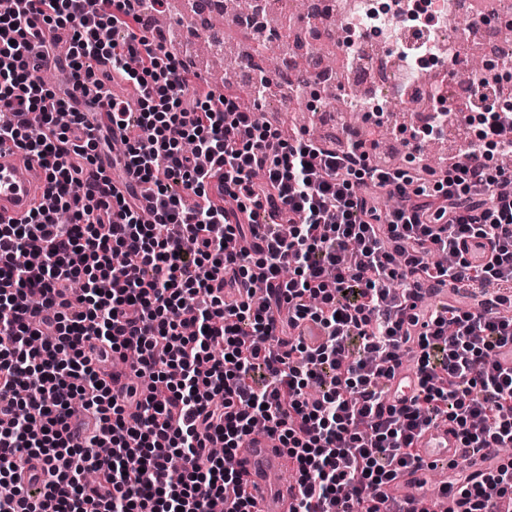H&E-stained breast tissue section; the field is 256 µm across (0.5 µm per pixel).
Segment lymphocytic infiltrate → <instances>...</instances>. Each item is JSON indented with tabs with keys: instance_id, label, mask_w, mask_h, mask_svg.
Here are the masks:
<instances>
[{
	"instance_id": "lymphocytic-infiltrate-1",
	"label": "lymphocytic infiltrate",
	"mask_w": 512,
	"mask_h": 512,
	"mask_svg": "<svg viewBox=\"0 0 512 512\" xmlns=\"http://www.w3.org/2000/svg\"><path fill=\"white\" fill-rule=\"evenodd\" d=\"M148 4L166 0H26L0 16V145L34 158L52 188L24 223H0V512H255L224 458L257 421L297 472L292 512H405L383 490L422 468L414 439L442 422L466 474L444 493L461 512L512 504V462L499 454L512 447V367L501 363L512 314L433 307L411 289L512 286V195L494 191L512 179L500 165L512 105L448 113L478 142L424 181L370 164L358 130L333 148L195 86L188 60L143 33ZM45 28L71 42L55 63L61 92L40 77ZM87 80L136 176L119 192L107 174L85 179L113 141L74 104ZM385 194L397 203L384 211ZM473 243L486 262L469 259ZM437 252L453 264L432 265ZM308 320L327 333L315 348L297 335ZM108 352L152 381L134 412L102 382L95 358ZM407 354L415 390L388 404ZM77 398L97 425L75 441L65 419ZM25 458L45 466L32 490L18 481Z\"/></svg>"
}]
</instances>
